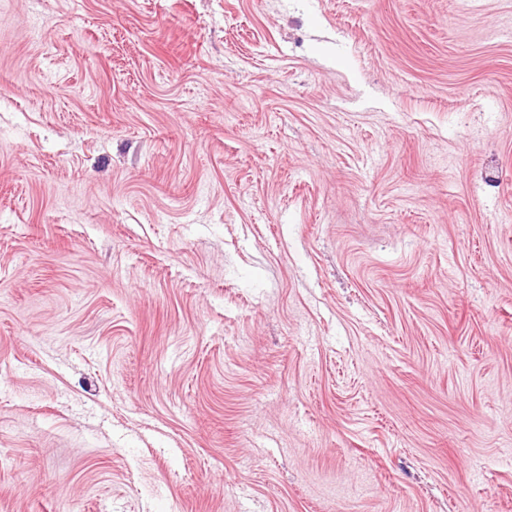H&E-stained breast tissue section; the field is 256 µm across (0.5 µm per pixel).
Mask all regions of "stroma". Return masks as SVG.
<instances>
[{"label":"stroma","instance_id":"1","mask_svg":"<svg viewBox=\"0 0 512 512\" xmlns=\"http://www.w3.org/2000/svg\"><path fill=\"white\" fill-rule=\"evenodd\" d=\"M0 512H512V0H0Z\"/></svg>","mask_w":512,"mask_h":512}]
</instances>
